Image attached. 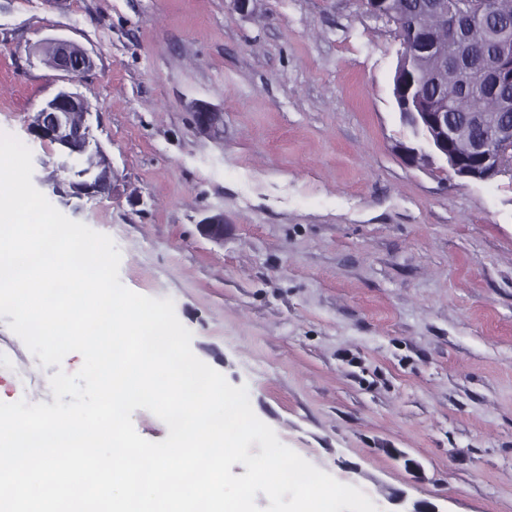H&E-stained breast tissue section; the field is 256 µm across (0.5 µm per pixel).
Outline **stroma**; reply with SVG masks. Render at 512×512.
<instances>
[{
    "mask_svg": "<svg viewBox=\"0 0 512 512\" xmlns=\"http://www.w3.org/2000/svg\"><path fill=\"white\" fill-rule=\"evenodd\" d=\"M54 38L92 60L67 85ZM401 51L362 0H0V132L51 196L63 155L29 125L62 86L88 100L112 192L61 213L112 238L126 288L173 300L284 445L379 512H512V180L397 152ZM8 323L0 397L53 403L78 354L43 366ZM193 116L195 124L207 131L217 129L222 122V112L203 102L195 103Z\"/></svg>",
    "mask_w": 512,
    "mask_h": 512,
    "instance_id": "stroma-1",
    "label": "stroma"
}]
</instances>
